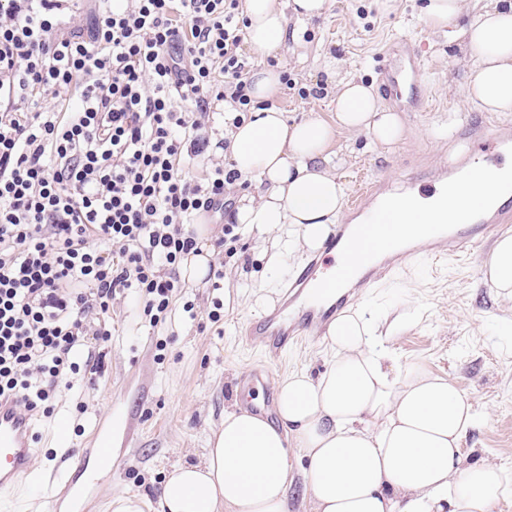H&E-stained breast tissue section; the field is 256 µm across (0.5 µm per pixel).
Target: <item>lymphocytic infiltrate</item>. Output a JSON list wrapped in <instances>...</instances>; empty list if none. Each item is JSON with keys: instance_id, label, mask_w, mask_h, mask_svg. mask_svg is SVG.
Wrapping results in <instances>:
<instances>
[{"instance_id": "f902f5d3", "label": "lymphocytic infiltrate", "mask_w": 512, "mask_h": 512, "mask_svg": "<svg viewBox=\"0 0 512 512\" xmlns=\"http://www.w3.org/2000/svg\"><path fill=\"white\" fill-rule=\"evenodd\" d=\"M0 0V397L44 408L79 372L86 318L128 288L166 314L192 228L229 207L201 175L219 106L252 107L241 0Z\"/></svg>"}]
</instances>
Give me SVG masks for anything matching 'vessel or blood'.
Returning a JSON list of instances; mask_svg holds the SVG:
<instances>
[{"label":"vessel or blood","instance_id":"vessel-or-blood-1","mask_svg":"<svg viewBox=\"0 0 512 512\" xmlns=\"http://www.w3.org/2000/svg\"><path fill=\"white\" fill-rule=\"evenodd\" d=\"M424 54L414 40L404 38L395 43L391 55L381 65L380 83L392 100L406 101L411 111L423 109L418 94V82L423 75ZM481 154L501 158L512 154V128L502 126L489 137L477 139ZM482 168L481 163L467 159L457 161L447 175L438 177L440 185L472 180ZM388 197L375 182L360 194L356 209L371 213L384 212ZM512 226V205L489 208L472 207L464 213L460 224L446 227L441 224L413 229L409 250H401L398 238L389 236L379 224H340L324 245L322 254L313 256L294 274L280 302L250 320L240 338L243 346L259 347L265 366L253 371L252 379L270 382L269 368L278 364L289 347L306 341H318L326 335L336 314L348 301V287L367 288L381 275L396 271L405 257L416 259L442 257L457 249H478L491 233ZM374 239L375 250L366 252L341 266L335 276H321L319 268L326 257L346 252L363 238ZM31 414L18 409L14 400L0 398V489L14 487L25 476L32 458Z\"/></svg>","mask_w":512,"mask_h":512}]
</instances>
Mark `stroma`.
Segmentation results:
<instances>
[{"mask_svg":"<svg viewBox=\"0 0 512 512\" xmlns=\"http://www.w3.org/2000/svg\"><path fill=\"white\" fill-rule=\"evenodd\" d=\"M424 0H328L325 13L311 20L290 19L295 42L267 55L242 44L253 67H273L294 75L297 90L279 89L274 106L289 121H335L338 86L349 78L378 86L380 54L408 37L425 48L426 73L420 93L427 111L400 112L403 140L382 147L363 132L337 131L332 150L346 200L370 181L426 179L448 166L471 144L453 139L454 129L470 123L488 130L512 112H480L464 104L471 69L457 44L432 32L423 21ZM322 95H315V88ZM206 244L223 238L213 262L222 264L220 289L209 282L182 281L165 320L150 326L144 295L132 289L117 296L110 311L91 319L112 328L109 341L92 342L97 373L80 371L59 386L51 415L35 414L36 453L27 481L0 490V512H37L34 494L53 477L59 489L55 512H113L119 496L137 495L158 512L160 488L174 464L197 460L225 411L262 390H241L238 381L260 360L258 351L238 340L239 327L261 314L258 297L276 303L297 262L281 259L268 267L273 238L243 224L231 234L228 214L207 213ZM481 258L460 253L422 259L407 272L355 294L350 307L366 317L396 322L381 348L390 362L416 365L458 388L481 415L460 448L467 466L487 462L512 471V303L495 299L481 281ZM327 344L290 348L272 369L274 383L303 370L322 374ZM112 454L102 460V438Z\"/></svg>","mask_w":512,"mask_h":512,"instance_id":"obj_1","label":"stroma"}]
</instances>
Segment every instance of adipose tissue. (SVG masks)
<instances>
[{
    "instance_id": "adipose-tissue-1",
    "label": "adipose tissue",
    "mask_w": 512,
    "mask_h": 512,
    "mask_svg": "<svg viewBox=\"0 0 512 512\" xmlns=\"http://www.w3.org/2000/svg\"><path fill=\"white\" fill-rule=\"evenodd\" d=\"M328 0H244L248 39L265 54L289 38L287 16L315 18ZM424 20L451 32L471 63L467 100L482 112H512V0H427ZM251 116L226 138L231 167L253 190L242 196L235 223L274 234L275 253L301 257L318 250L343 207V187L329 148L336 129L365 131L382 144L404 127L363 83L344 84L336 122H288L272 106L276 69L254 71ZM512 190V167L486 169L467 183L429 197H396L393 231L453 224L473 201L500 202ZM483 280L512 301V235L495 240ZM381 326L356 311L339 316L328 333L330 361L311 378L299 371L279 387L278 424L237 408L224 413L198 461L180 463L163 483L159 512H288L289 460H308L309 512H493L512 494V474L496 465L466 467L460 441L478 425L472 404L446 379L418 366L387 365Z\"/></svg>"
}]
</instances>
